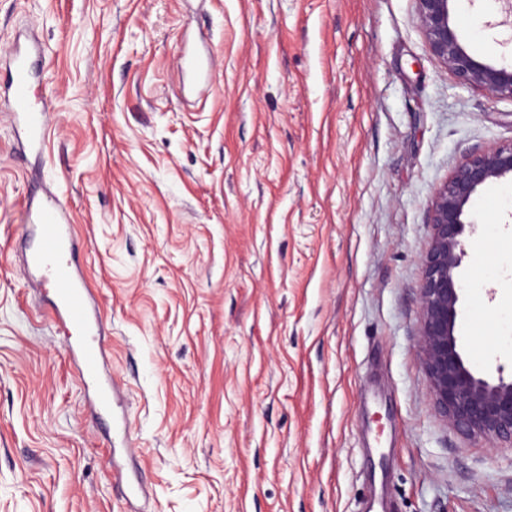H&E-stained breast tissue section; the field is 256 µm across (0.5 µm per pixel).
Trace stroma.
Segmentation results:
<instances>
[{"label":"stroma","instance_id":"obj_1","mask_svg":"<svg viewBox=\"0 0 512 512\" xmlns=\"http://www.w3.org/2000/svg\"><path fill=\"white\" fill-rule=\"evenodd\" d=\"M462 46L512 64L499 0H453ZM207 38L211 91L182 95ZM43 49L41 155L0 94V512H512V448L435 411L417 347L438 187L512 142V100L461 85L415 0H0V83ZM66 205L104 328L97 415L48 297L26 208ZM454 335L512 378V180L471 208ZM180 58V72H191L201 80H207L213 67L212 57L208 54L193 53L186 55L181 53Z\"/></svg>","mask_w":512,"mask_h":512}]
</instances>
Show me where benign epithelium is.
Here are the masks:
<instances>
[{
    "mask_svg": "<svg viewBox=\"0 0 512 512\" xmlns=\"http://www.w3.org/2000/svg\"><path fill=\"white\" fill-rule=\"evenodd\" d=\"M452 0H416L431 53L463 85L512 99V66L495 67L470 54L451 23ZM512 176V144L475 149L437 189L429 213L431 245L419 283L418 347L438 413L457 430L512 447V381L475 375L457 350L454 328L462 286L455 270L465 253L467 211L478 191Z\"/></svg>",
    "mask_w": 512,
    "mask_h": 512,
    "instance_id": "obj_1",
    "label": "benign epithelium"
}]
</instances>
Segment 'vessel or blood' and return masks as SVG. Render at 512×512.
Returning a JSON list of instances; mask_svg holds the SVG:
<instances>
[{
	"instance_id": "b4317fda",
	"label": "vessel or blood",
	"mask_w": 512,
	"mask_h": 512,
	"mask_svg": "<svg viewBox=\"0 0 512 512\" xmlns=\"http://www.w3.org/2000/svg\"><path fill=\"white\" fill-rule=\"evenodd\" d=\"M7 92L11 98L12 116L23 125L32 149H41L48 128L46 107L35 97L33 68L25 51L14 50ZM213 61L210 55L193 53L181 55V72L193 73L205 80L210 76ZM37 234L29 246L25 265L29 274L35 275L38 287L54 292L55 309L59 316L83 331L74 353L82 365L86 379L96 389L99 406L111 405L114 387L101 378L102 342L100 323L88 315L89 291L73 268V250L69 244V213L64 203L54 195L47 196L29 211Z\"/></svg>"
}]
</instances>
